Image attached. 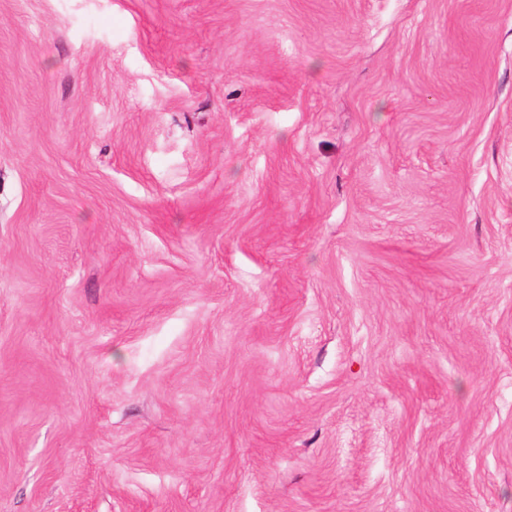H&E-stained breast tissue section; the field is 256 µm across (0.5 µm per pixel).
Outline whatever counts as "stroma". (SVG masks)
Masks as SVG:
<instances>
[{
    "mask_svg": "<svg viewBox=\"0 0 512 512\" xmlns=\"http://www.w3.org/2000/svg\"><path fill=\"white\" fill-rule=\"evenodd\" d=\"M0 512H512V0H0Z\"/></svg>",
    "mask_w": 512,
    "mask_h": 512,
    "instance_id": "1",
    "label": "stroma"
}]
</instances>
